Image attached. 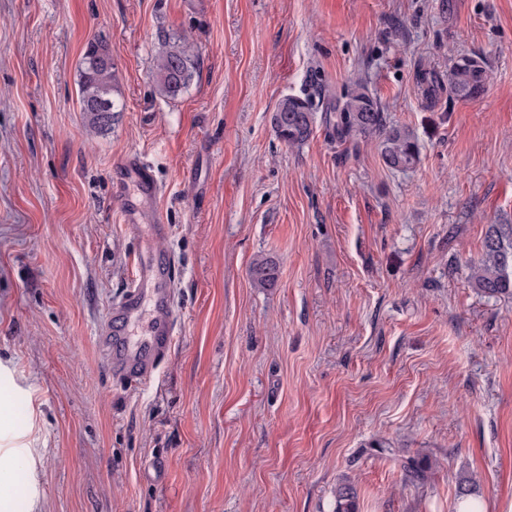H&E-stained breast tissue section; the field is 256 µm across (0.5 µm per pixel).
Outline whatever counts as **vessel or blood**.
<instances>
[{
    "mask_svg": "<svg viewBox=\"0 0 512 512\" xmlns=\"http://www.w3.org/2000/svg\"><path fill=\"white\" fill-rule=\"evenodd\" d=\"M129 186L134 187L137 200L128 203L122 213L128 231L137 236L146 232L155 240L165 237L167 226L162 215H154L151 224L142 222L143 206L153 203L161 194L152 169L136 159H125L116 190L121 193ZM172 283L171 258L155 248H147L110 314L99 345L107 365L129 380L151 378L171 348L177 327Z\"/></svg>",
    "mask_w": 512,
    "mask_h": 512,
    "instance_id": "b4317fda",
    "label": "vessel or blood"
}]
</instances>
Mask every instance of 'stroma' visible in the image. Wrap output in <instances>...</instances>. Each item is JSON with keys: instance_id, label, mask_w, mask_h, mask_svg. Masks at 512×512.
Masks as SVG:
<instances>
[{"instance_id": "35a3bbf8", "label": "stroma", "mask_w": 512, "mask_h": 512, "mask_svg": "<svg viewBox=\"0 0 512 512\" xmlns=\"http://www.w3.org/2000/svg\"><path fill=\"white\" fill-rule=\"evenodd\" d=\"M199 50L174 100L160 33ZM125 109L89 133V42ZM488 63L486 90L427 98L422 73ZM418 164L338 141L355 84ZM320 86L313 133L271 116ZM162 186L175 345L145 384L98 336L145 239L122 222L116 165ZM512 223V0H0V452L26 471L11 512H456L475 478L512 512V298L475 288L488 225ZM278 261L275 287L249 273ZM427 458L406 482L400 462Z\"/></svg>"}]
</instances>
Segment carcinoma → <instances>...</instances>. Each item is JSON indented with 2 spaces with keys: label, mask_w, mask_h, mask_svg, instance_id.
<instances>
[{
  "label": "carcinoma",
  "mask_w": 512,
  "mask_h": 512,
  "mask_svg": "<svg viewBox=\"0 0 512 512\" xmlns=\"http://www.w3.org/2000/svg\"><path fill=\"white\" fill-rule=\"evenodd\" d=\"M163 49L155 58L157 90L168 99H176L189 86L197 64V50L188 39L164 37ZM114 58L107 42L95 40L88 44L82 59L79 98L90 131L99 134L112 126V116L124 109L115 98ZM431 83L448 86L455 98L471 100L481 96L486 84V61L477 56H462L448 72ZM336 112V136L377 135L380 154L386 166L406 170L418 162L419 150L415 135L405 127L387 125L377 99L366 88L344 96L333 107ZM276 136L290 146L307 141L313 132L314 104L308 96L289 95L283 98L271 116ZM253 283L259 288H272L279 277L278 263L266 256L255 258L250 267ZM475 287L489 297H512V224H491L485 234L483 254L472 267ZM405 476L423 482L430 466L409 460ZM476 497V485L469 477L458 481L455 499L461 503ZM357 490L350 483L336 488V512H356Z\"/></svg>",
  "instance_id": "cac0c4a2"
}]
</instances>
